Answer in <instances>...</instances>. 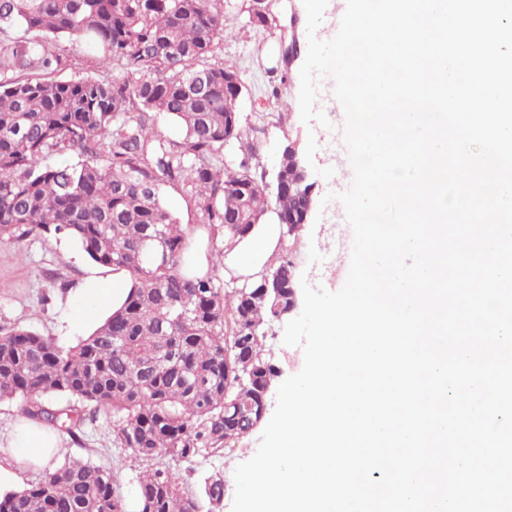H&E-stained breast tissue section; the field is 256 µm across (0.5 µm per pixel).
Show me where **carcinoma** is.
<instances>
[{
  "label": "carcinoma",
  "instance_id": "carcinoma-1",
  "mask_svg": "<svg viewBox=\"0 0 512 512\" xmlns=\"http://www.w3.org/2000/svg\"><path fill=\"white\" fill-rule=\"evenodd\" d=\"M247 24L268 25L263 0ZM224 0H0V243L64 235L93 262L124 271L122 306L76 346L26 329L0 330V402L81 442L89 409L112 411V444L144 467L137 512H222L224 476L190 489L172 463L220 453L265 419L281 370L270 326L294 309L288 249L256 283L221 280L224 250L199 275L194 241L168 208L174 191L215 237L246 235L275 196L283 238L297 239L313 186L283 147L266 181L252 159L255 129L232 115L233 66L214 54ZM51 38L81 41L112 63L106 77H71ZM173 132H164L161 122ZM239 144L227 154L224 145ZM71 151L76 160L43 165ZM52 394L66 404H45ZM0 512H127L119 477L73 459L0 494Z\"/></svg>",
  "mask_w": 512,
  "mask_h": 512
}]
</instances>
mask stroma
<instances>
[{
  "label": "stroma",
  "instance_id": "35a3bbf8",
  "mask_svg": "<svg viewBox=\"0 0 512 512\" xmlns=\"http://www.w3.org/2000/svg\"><path fill=\"white\" fill-rule=\"evenodd\" d=\"M244 0H224V33L216 56L233 65L241 78L243 92L238 111L243 125L258 128V160L267 176H274L282 149L295 141L301 147L314 184V200L322 203L326 195L329 157L338 140L331 130L318 123H304L298 102L302 60L284 66L281 59L280 32L254 30L247 26L242 9ZM333 206L322 210L319 221L306 224L297 240L289 241L288 251L296 277L314 282L320 262L318 243L336 215ZM112 267L90 261L68 238L28 237L0 245V329L26 328L48 336L68 348L80 339L69 322L70 302L76 288L86 278H112ZM20 404L0 402V492L14 491L42 479L47 472L72 459L88 460L112 468L119 458L112 445V415L98 412L82 425L81 443L61 435L59 451L35 467L20 461L9 448V435L20 419ZM261 430H253L226 445L219 454L199 463L198 471L224 477V512H231L235 494L234 470L256 453Z\"/></svg>",
  "mask_w": 512,
  "mask_h": 512
}]
</instances>
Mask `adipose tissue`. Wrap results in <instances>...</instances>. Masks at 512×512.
Returning a JSON list of instances; mask_svg holds the SVG:
<instances>
[{
  "mask_svg": "<svg viewBox=\"0 0 512 512\" xmlns=\"http://www.w3.org/2000/svg\"><path fill=\"white\" fill-rule=\"evenodd\" d=\"M282 241V226L278 223L255 225L242 240L224 248L225 278L242 277L260 280L269 264L278 254ZM128 293L127 288L115 280L98 278L86 280L78 290L79 298L73 306L72 319L76 326L90 321L97 308L119 307ZM12 445L18 448L22 458L34 462L56 451V431L46 425L23 422L14 432Z\"/></svg>",
  "mask_w": 512,
  "mask_h": 512,
  "instance_id": "1",
  "label": "adipose tissue"
}]
</instances>
